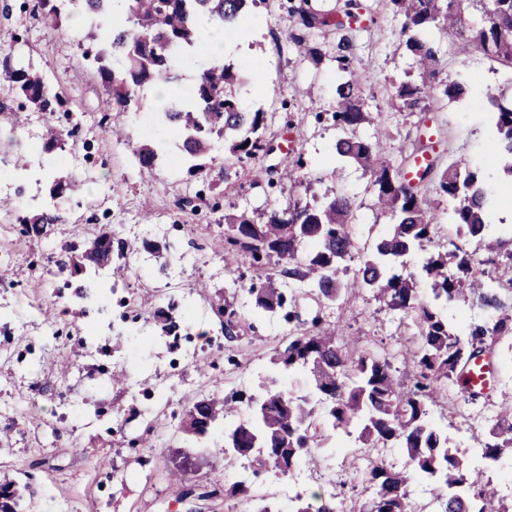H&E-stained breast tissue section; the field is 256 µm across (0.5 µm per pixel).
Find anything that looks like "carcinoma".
<instances>
[{
    "label": "carcinoma",
    "mask_w": 512,
    "mask_h": 512,
    "mask_svg": "<svg viewBox=\"0 0 512 512\" xmlns=\"http://www.w3.org/2000/svg\"><path fill=\"white\" fill-rule=\"evenodd\" d=\"M249 1L254 5L265 2L127 0L128 25L118 27L112 22V0H66L72 11L88 15L97 29L107 32L111 52L104 51L95 60L116 110L112 132L121 133L120 113L137 104L143 85L177 80L171 71L172 57L200 43L192 24L194 16L206 13L213 26L222 30L239 17ZM388 2L402 17L406 49L426 75L436 78L437 52L421 34L432 27L445 30L462 24L461 0ZM481 2L483 24L471 29L472 36L461 43V51L472 45L512 60V0ZM35 8L46 24L57 26L59 6L51 0H36ZM355 9V0H343L335 13L322 14L311 8L309 0H300L292 12L303 31L327 27L344 32L359 18ZM339 63L349 78L336 88L338 101L331 119L344 136L337 139L335 153L339 160L354 162L371 173L377 204L391 213L393 230L361 257L353 278L345 280L343 263L354 258L358 247L349 224L355 201L342 189L316 205L274 206L262 224L243 216L225 225L227 253L243 258L257 278H265L264 286L247 289L256 311L277 313L286 308L285 318L296 325L293 336L275 353L278 376L262 384L260 396L235 392L223 399L202 395L185 411L181 431L199 441L224 423V458L247 461L256 475L271 468L284 475L304 466L316 470L326 451H336V434H355L363 450L345 456L352 481L362 485L369 496L356 499L351 512H417L412 494L423 481L441 491L439 512H512V498L501 495L498 484L484 476L487 470L503 471L512 461V403L498 406L495 424L481 447L479 467L472 465L432 415V407L447 395L457 402L461 415L482 397L464 386L463 376L472 358L495 354L500 340L512 334V277L490 276L457 244L452 251L427 254L423 277L407 271L405 258L424 249L437 234V216L425 207L417 185L408 183L393 165L386 140L380 135L372 140L357 135V129L373 118L357 104L356 86L361 76L352 69L349 55H341ZM243 80L232 65L215 62L203 70L188 98L174 97L156 115L160 129L172 126L181 131L176 147L189 163V173L203 171L205 165L200 160L213 157L220 143L227 150L225 156L239 162L275 151L265 137V112L240 107L237 89ZM4 87L23 95L42 112H54V104L59 102V95L48 91L40 75L8 57L0 62V89ZM437 91L457 99L464 95L465 85L441 80ZM397 97L412 112L427 110V92L418 85H401ZM486 97L494 109L500 139L492 165L512 177V105L504 104L496 92ZM137 155L142 167L156 166L158 153L151 145H140ZM431 175L438 177L439 195L448 200V223L455 226L457 237L475 240L480 247L512 261V237L498 236L486 219L492 194L480 171L467 165L440 170L434 158L421 180ZM82 186L72 175L58 172L50 191L52 206L23 219L26 233L39 237L48 226L61 222L57 200ZM112 243L111 232L80 227L77 242L69 247L70 257L58 265L84 273L89 265L110 263ZM271 263L280 268V274L307 282L304 295L318 305L345 304L360 294L372 293L375 300L412 321L417 345L394 351L374 348L324 326L318 315L309 322L301 319L295 294L287 295L273 286L272 276L267 274ZM485 276L489 285L478 301L496 319L472 324L464 332L448 322L445 311L469 301L468 283ZM210 306L220 317L225 337L238 338L244 328L232 303L220 298ZM154 316L161 321V336L177 335L180 325L165 310L156 309ZM398 361L413 363L411 384L404 385L397 377ZM299 372L313 377L308 394L294 395L285 387ZM244 401L250 416L231 420V403ZM387 448L401 449L407 463L400 468L386 464L383 451ZM227 494L251 506L252 512H341L342 504L337 491L326 497L314 492L296 495L283 508L276 501L254 499L251 488L242 482L231 483ZM22 500L19 481L1 478L0 512H21Z\"/></svg>",
    "instance_id": "cac0c4a2"
}]
</instances>
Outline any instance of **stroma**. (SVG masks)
<instances>
[{
	"instance_id": "35a3bbf8",
	"label": "stroma",
	"mask_w": 512,
	"mask_h": 512,
	"mask_svg": "<svg viewBox=\"0 0 512 512\" xmlns=\"http://www.w3.org/2000/svg\"><path fill=\"white\" fill-rule=\"evenodd\" d=\"M297 2L264 0L250 8L247 45L226 57L242 73L251 62L264 64L261 88L244 83L239 99L244 109L266 113L267 136L281 144V151L242 164L219 159L192 176L162 162L149 171L137 161L138 145L159 138L151 85L141 87L139 109L126 113L124 136H112L101 121L107 90L96 63L83 57L85 49L97 47L88 28H74L67 17L49 28L41 24L32 0H0V58L11 56L37 72L63 99L47 113L21 95L0 92L1 104L27 117L18 128L0 116V199L12 202L10 212L0 211V224H17L50 201L54 157L40 148L47 124L73 130L77 147L68 168L84 184L82 194L62 207L63 222L52 225L46 238L0 249V284L6 286L0 291V315L27 327L26 334L0 345V430H9L0 433V471L28 483L31 512H186L187 503L178 501L166 482L185 460L192 464L190 483L223 482V428L194 442L180 431L183 414L210 391L247 392L261 376L274 374L272 357L291 329L282 315L255 314L250 297L239 290L234 307L250 330L239 341L225 338L207 308L209 297L232 291L233 280L250 278L252 272L219 251L224 219L244 215L265 222L270 204L282 195L279 187L257 177V170L273 164L286 176L300 161L312 186L296 187L294 200L310 203L343 189L356 201L350 219L354 232L370 247L393 228L390 215L376 204L370 173L334 153L341 132L330 116L344 80L337 61L342 51H349L354 67L365 75L359 104L363 111L381 113L396 166L406 167L426 124L440 132L432 151L441 165L479 168L495 148L485 89L498 88L511 100V70L478 49L459 53L456 32L431 29L427 37L438 51L439 79L465 80L467 90L430 111L406 112L399 107L398 87L424 78L405 48L402 19L387 0H358L364 25L344 38L333 31L311 34L308 44L315 53L305 58L290 41L296 18L289 9ZM344 41L349 44L345 50L340 47ZM18 154L27 159L20 172L13 167ZM422 197L437 211L440 228L426 251L409 257L414 272L426 252L449 250L452 231L448 203L436 181L425 183ZM147 207L153 216L146 223L142 211ZM77 224L112 231L116 240L136 246L141 268L138 280L118 285L111 297L85 300L86 315L75 323L73 291L64 288L63 275L54 270L35 277L30 266L44 257H61ZM189 282L196 285L190 292L184 289ZM130 293L151 299L157 308L177 304L189 334L180 349H168L158 339L152 314L122 321L120 299ZM317 314L326 323L344 325L351 335L389 346L414 341V330L402 323L400 313L369 296L339 308L304 302L303 318ZM104 345L111 351L108 366L128 375L123 388H113L110 373L91 365ZM196 355L213 358L207 376L196 372ZM505 400L512 401V352L506 350L494 363L489 394L469 416L460 417L449 401L433 413L459 448L472 455L488 435L494 405Z\"/></svg>"
}]
</instances>
